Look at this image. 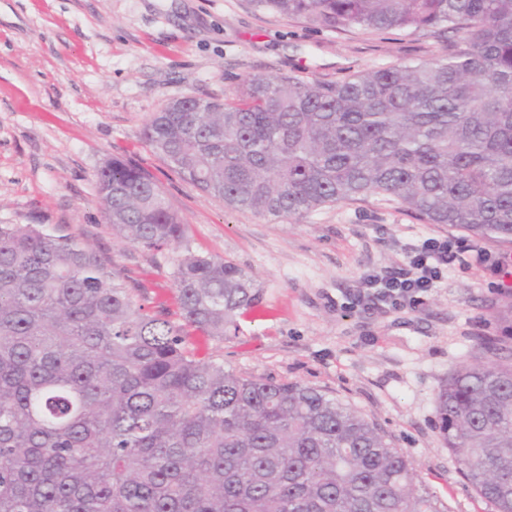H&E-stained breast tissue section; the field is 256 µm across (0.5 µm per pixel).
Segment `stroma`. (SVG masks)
I'll use <instances>...</instances> for the list:
<instances>
[{
    "mask_svg": "<svg viewBox=\"0 0 512 512\" xmlns=\"http://www.w3.org/2000/svg\"><path fill=\"white\" fill-rule=\"evenodd\" d=\"M436 30H317L248 0H0V224H43L109 261L146 302L173 306L180 256L234 262L261 287L239 329L192 334L225 368L322 390L355 408L407 459L449 512H494L443 446L437 395L479 339L512 349V289L492 265L506 246L429 224L373 197L295 219L227 208L186 182L146 143L155 112L193 95L233 97L248 75L341 82L447 52ZM120 159L148 171L186 234L177 248L123 242L105 219L95 175ZM467 248L416 308L352 307L369 276L424 239Z\"/></svg>",
    "mask_w": 512,
    "mask_h": 512,
    "instance_id": "35a3bbf8",
    "label": "stroma"
}]
</instances>
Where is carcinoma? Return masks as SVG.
<instances>
[{
	"mask_svg": "<svg viewBox=\"0 0 512 512\" xmlns=\"http://www.w3.org/2000/svg\"><path fill=\"white\" fill-rule=\"evenodd\" d=\"M318 29L462 37L342 83L250 75L230 100L156 113L144 138L226 206L291 219L369 196L512 245V0H250ZM112 231L149 250L186 224L153 176L96 174ZM93 249L0 224V512H447L364 415L321 390L244 376L186 345L222 337L260 288L188 253L176 312L136 299ZM448 376L439 430L465 480L512 512V354Z\"/></svg>",
	"mask_w": 512,
	"mask_h": 512,
	"instance_id": "obj_1",
	"label": "carcinoma"
}]
</instances>
